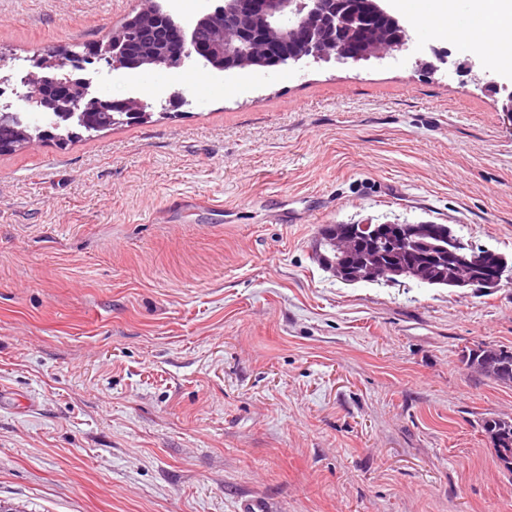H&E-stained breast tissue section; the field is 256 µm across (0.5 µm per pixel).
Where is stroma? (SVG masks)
Listing matches in <instances>:
<instances>
[{"mask_svg": "<svg viewBox=\"0 0 512 512\" xmlns=\"http://www.w3.org/2000/svg\"><path fill=\"white\" fill-rule=\"evenodd\" d=\"M140 6L0 0L12 111L35 57ZM433 47L451 66L416 67ZM490 77L512 71L419 28L384 60L94 73L150 120L0 155V503L512 512L480 428L512 417V386L461 360L512 350V276L347 285L313 258L327 224H445L512 259V114Z\"/></svg>", "mask_w": 512, "mask_h": 512, "instance_id": "1", "label": "stroma"}]
</instances>
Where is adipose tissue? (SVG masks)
Here are the masks:
<instances>
[{
  "instance_id": "adipose-tissue-1",
  "label": "adipose tissue",
  "mask_w": 512,
  "mask_h": 512,
  "mask_svg": "<svg viewBox=\"0 0 512 512\" xmlns=\"http://www.w3.org/2000/svg\"><path fill=\"white\" fill-rule=\"evenodd\" d=\"M418 24L448 38L465 37L497 66L512 68V54L502 44L512 41V0H395Z\"/></svg>"
}]
</instances>
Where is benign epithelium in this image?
<instances>
[{
	"label": "benign epithelium",
	"instance_id": "7a95c632",
	"mask_svg": "<svg viewBox=\"0 0 512 512\" xmlns=\"http://www.w3.org/2000/svg\"><path fill=\"white\" fill-rule=\"evenodd\" d=\"M369 6L385 17L387 30H376L365 37L358 28V14L347 0H224L220 7L201 12L186 26L168 12L172 41L179 47L176 62L169 59L167 50L144 43L138 36L140 22L161 19L160 13L152 10L140 14V21L114 32L108 44L99 45L98 57L112 71L131 70L143 63L149 68H168L194 62L234 74L310 62L385 59L406 50L408 28L388 9L385 0H372ZM282 17L291 20L287 38L281 43L271 40L263 46L262 54H253L254 29L259 27L274 35L277 33L274 25ZM219 23L224 24V40L210 46L202 42L200 33ZM40 82L39 73L31 71L26 75L25 83L31 88L25 99L27 108L32 112L55 113L65 121H72V107L37 94ZM91 84L92 79L88 77L69 80L70 94L84 103L86 111L98 109L105 100L91 93ZM416 233L417 227L411 225L378 227L372 231V244L388 240L411 245ZM448 260L474 271L467 281L470 288L482 289L502 281L503 271H492V262L485 254L450 249Z\"/></svg>",
	"mask_w": 512,
	"mask_h": 512
}]
</instances>
